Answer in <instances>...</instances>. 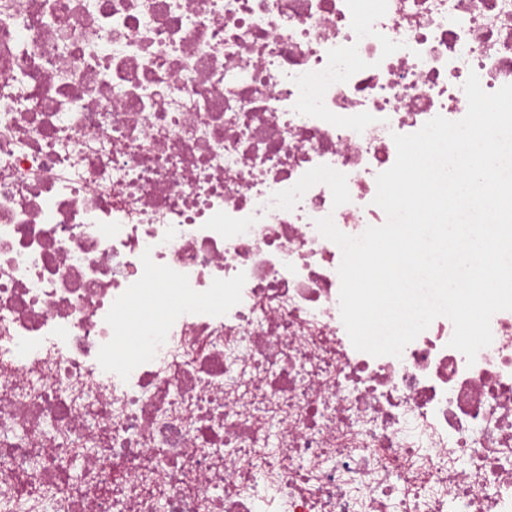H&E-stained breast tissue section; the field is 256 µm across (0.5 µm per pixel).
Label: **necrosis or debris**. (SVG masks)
<instances>
[{"mask_svg": "<svg viewBox=\"0 0 512 512\" xmlns=\"http://www.w3.org/2000/svg\"><path fill=\"white\" fill-rule=\"evenodd\" d=\"M472 72L512 0H0V512H512V311L358 351L315 225Z\"/></svg>", "mask_w": 512, "mask_h": 512, "instance_id": "4bbe7bcc", "label": "necrosis or debris"}]
</instances>
